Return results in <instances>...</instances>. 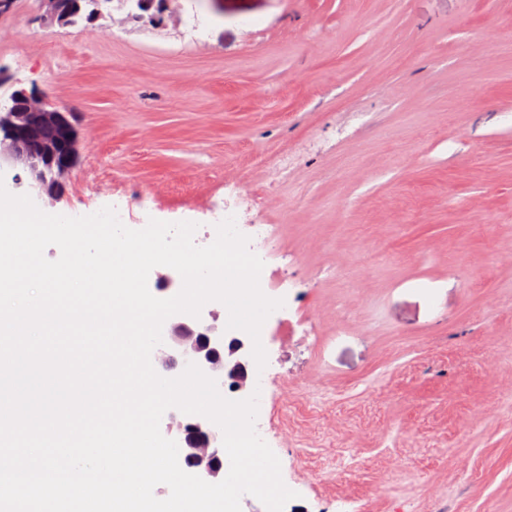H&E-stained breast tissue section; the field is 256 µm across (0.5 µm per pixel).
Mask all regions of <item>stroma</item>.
<instances>
[{
  "instance_id": "1",
  "label": "stroma",
  "mask_w": 512,
  "mask_h": 512,
  "mask_svg": "<svg viewBox=\"0 0 512 512\" xmlns=\"http://www.w3.org/2000/svg\"><path fill=\"white\" fill-rule=\"evenodd\" d=\"M38 9L0 16V94L36 86L80 133L40 209L227 205L277 227L263 283L307 282L265 326L295 505L512 512V0H177L158 29Z\"/></svg>"
}]
</instances>
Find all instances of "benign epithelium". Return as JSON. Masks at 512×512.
I'll return each mask as SVG.
<instances>
[{"instance_id":"benign-epithelium-1","label":"benign epithelium","mask_w":512,"mask_h":512,"mask_svg":"<svg viewBox=\"0 0 512 512\" xmlns=\"http://www.w3.org/2000/svg\"><path fill=\"white\" fill-rule=\"evenodd\" d=\"M175 0H137L133 17L143 23L172 18ZM62 0H39L35 20L43 26L61 22ZM60 128L58 140L42 137L45 127ZM79 133L74 112L48 103L43 93L24 88L0 98V167H20L28 175V185L38 195L54 199L62 195L76 162ZM163 343L152 352V359L167 367L177 361L196 363L217 381L218 389L228 390L237 400L249 397L251 357L250 337L228 331L216 311L194 318L176 314L162 329ZM168 436L179 447V464L209 483L224 479L221 429L200 415H189L172 408L167 412Z\"/></svg>"}]
</instances>
